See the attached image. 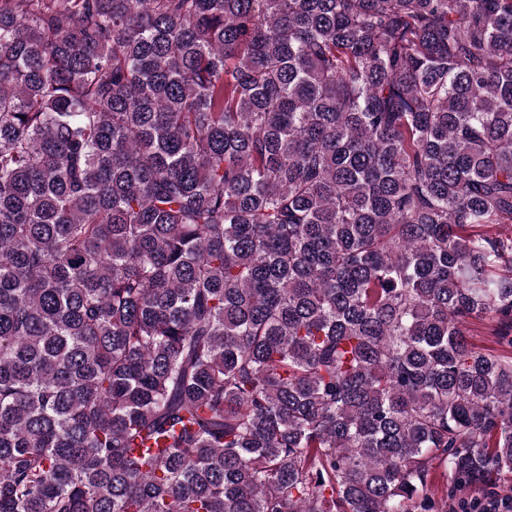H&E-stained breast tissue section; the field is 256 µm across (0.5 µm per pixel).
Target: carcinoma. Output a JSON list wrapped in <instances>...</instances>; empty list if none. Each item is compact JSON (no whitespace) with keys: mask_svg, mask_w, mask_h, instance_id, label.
Wrapping results in <instances>:
<instances>
[{"mask_svg":"<svg viewBox=\"0 0 512 512\" xmlns=\"http://www.w3.org/2000/svg\"><path fill=\"white\" fill-rule=\"evenodd\" d=\"M488 224L512 0H0V512H444L437 475L512 476Z\"/></svg>","mask_w":512,"mask_h":512,"instance_id":"carcinoma-1","label":"carcinoma"}]
</instances>
